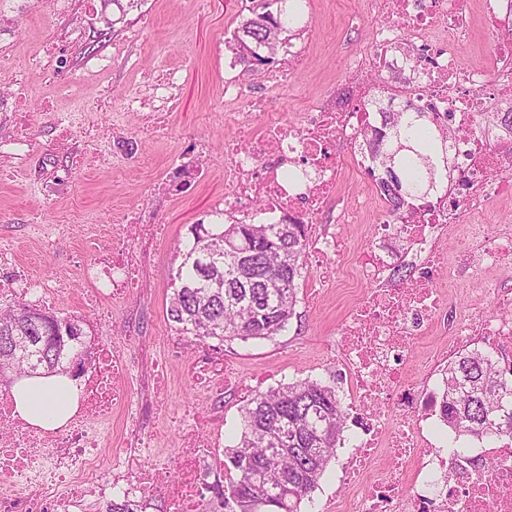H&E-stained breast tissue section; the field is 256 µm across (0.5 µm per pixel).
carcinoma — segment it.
Listing matches in <instances>:
<instances>
[{"mask_svg":"<svg viewBox=\"0 0 512 512\" xmlns=\"http://www.w3.org/2000/svg\"><path fill=\"white\" fill-rule=\"evenodd\" d=\"M303 0H250L229 48L243 63L269 64L303 30ZM382 110L384 138L368 147L376 185L400 213L453 173L448 136L424 112ZM173 273L167 310L178 329L221 342L268 340L296 314L297 280L305 268L303 224H194ZM78 324L25 304L0 307V382L67 373L91 363ZM448 422L470 440L512 439V382L491 355L467 350L448 365ZM345 409L336 390L317 381L281 385L250 398L224 448L235 471L212 512H301L342 440Z\"/></svg>","mask_w":512,"mask_h":512,"instance_id":"carcinoma-1","label":"carcinoma"}]
</instances>
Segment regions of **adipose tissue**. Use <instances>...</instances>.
<instances>
[{"label":"adipose tissue","instance_id":"obj_1","mask_svg":"<svg viewBox=\"0 0 512 512\" xmlns=\"http://www.w3.org/2000/svg\"><path fill=\"white\" fill-rule=\"evenodd\" d=\"M80 395L76 380L66 374L24 377L13 386L16 414L41 429L63 425L76 411Z\"/></svg>","mask_w":512,"mask_h":512}]
</instances>
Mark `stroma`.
<instances>
[{"instance_id": "stroma-1", "label": "stroma", "mask_w": 512, "mask_h": 512, "mask_svg": "<svg viewBox=\"0 0 512 512\" xmlns=\"http://www.w3.org/2000/svg\"><path fill=\"white\" fill-rule=\"evenodd\" d=\"M245 0H142L127 16H119L112 0H95L97 23L73 27V0H40L24 17L0 24V90L25 75L33 102L52 98L56 109L34 112L22 135L26 148L18 158L0 161V244H13L18 257L38 273L69 277L67 298L54 312L77 322L90 346L100 342L123 345L136 370L162 358L166 338L175 329L166 309L173 292L171 256L189 237L191 225L208 219L214 203L224 195L220 165L225 140L237 137V127L224 120V83L236 74L227 42L245 12ZM306 29L307 63L294 74L287 88L277 90V104L289 112L307 109L324 81L341 76L346 56L368 47L370 31L391 23V16L371 12L366 0H309ZM62 33L60 59L34 68L29 57L37 42ZM109 56L105 68L89 69L87 59ZM171 70L178 76L177 107L163 134H144L139 115L128 110L129 93L144 88L150 74ZM112 94V108L94 113L103 127L120 125L124 135L117 146L120 161L96 171H71L58 182L32 180V173L50 169L60 150L54 140L59 114L72 112L76 98L91 99L101 89ZM213 148L212 172L200 186L159 202L151 195L166 163L190 154L199 139ZM147 208L153 221L165 225L167 236L153 242L156 261L145 276L147 296L113 312L107 322L87 308V284L76 279L75 269L86 260L80 230L61 241L57 251L43 254L32 234L37 224H69L75 216L96 224L101 239L112 236L121 216L133 208ZM332 287L319 289L314 268L298 282L296 315L287 330L270 340L219 342L186 336L188 345L211 348L257 393L282 383L311 379L334 386L342 402L350 395L336 362L337 331L365 286L357 281L349 255L335 261ZM512 287V268L472 279L463 288L448 291V309L465 317L473 305L493 307V288ZM248 392V393H249ZM165 401L169 408L188 409L198 416L211 410L194 379L172 371ZM353 425H346L343 442L302 512H343L349 491L341 481V465L352 452Z\"/></svg>"}]
</instances>
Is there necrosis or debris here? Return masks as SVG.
<instances>
[{
    "label": "necrosis or debris",
    "instance_id": "1",
    "mask_svg": "<svg viewBox=\"0 0 512 512\" xmlns=\"http://www.w3.org/2000/svg\"><path fill=\"white\" fill-rule=\"evenodd\" d=\"M378 12L395 15L399 25L371 32L370 47L347 57L340 83L326 85L307 111L286 116L237 80L224 86V100L238 111L258 112L263 121L224 143V179L229 185L215 216L242 224L271 220L306 227L312 266L326 268L343 253L339 224L370 223V244L353 259L357 278L367 286L340 330V361L351 389L359 430L357 444L342 468L352 512H512V448L481 447L447 458L437 448L444 425L443 396L448 360L460 350L484 347L501 372L512 371V289L494 291L496 310L447 321V289L434 273L447 269L455 287L475 276L512 264V223L448 258L443 245L452 226L474 224L495 201L512 197V0H481L483 29L493 47L487 64H464L462 52L474 39L469 0H373ZM405 90L413 109L433 125L448 129V148L458 175L436 195L416 200L393 218L384 197L372 215L359 203L340 198L339 144L349 145L361 169L372 165L368 138L383 121L364 103L380 84ZM173 72L159 75L147 96L128 99L146 107L144 126L157 131L176 96ZM60 139L76 136L85 150L80 170L102 167L108 156L97 143L94 123L63 120ZM207 143L193 156L172 163L160 186L163 197L197 184ZM140 214L127 215L112 245L100 250L97 228H84L90 260L79 277L93 290L102 311L143 294V269L150 256L130 250L127 234L142 226ZM411 255L422 266L399 288L385 280L395 259ZM0 299L38 295L48 306L64 298V279L35 275L12 247L0 245ZM443 326L447 345L416 357L417 344L434 326ZM188 371L204 394H224L227 368L208 352L190 358ZM168 386L164 367L148 377L134 375L124 351L104 345L85 374L80 405L66 424L52 430L30 426L14 410L11 392L0 388V512H90L94 502L115 493L150 500L163 490L167 512H206L212 480L222 470L219 450L224 419L214 409L207 420L174 412L184 428V450L175 476H168L155 434H131L124 448L98 453L100 436L111 435L112 413L128 418L157 405Z\"/></svg>",
    "mask_w": 512,
    "mask_h": 512
}]
</instances>
